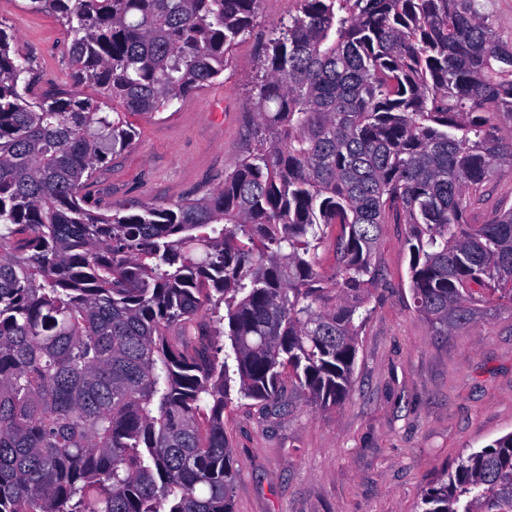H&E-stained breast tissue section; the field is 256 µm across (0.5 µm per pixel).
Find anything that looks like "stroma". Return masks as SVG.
<instances>
[{
  "instance_id": "1",
  "label": "stroma",
  "mask_w": 512,
  "mask_h": 512,
  "mask_svg": "<svg viewBox=\"0 0 512 512\" xmlns=\"http://www.w3.org/2000/svg\"><path fill=\"white\" fill-rule=\"evenodd\" d=\"M299 8L300 0H261L216 82L162 113L133 117L130 148L96 173L88 205L170 207L222 186L254 144L250 99L262 49L274 25ZM0 26L31 60L36 94L70 86L53 15L0 0ZM406 232L403 224L383 227L382 277L342 407L323 412L297 400L269 416L255 401L228 402L234 512H417L432 474L512 432V311L436 335L414 308Z\"/></svg>"
}]
</instances>
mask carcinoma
Returning <instances> with one entry per match:
<instances>
[{
	"label": "carcinoma",
	"mask_w": 512,
	"mask_h": 512,
	"mask_svg": "<svg viewBox=\"0 0 512 512\" xmlns=\"http://www.w3.org/2000/svg\"><path fill=\"white\" fill-rule=\"evenodd\" d=\"M259 2L28 0L78 86L45 96L0 26V512H234L231 382L270 413L344 401L391 219L435 333L512 310V205L470 220L512 165V44L480 0H300L224 186L87 208L129 117L215 82ZM419 512H512V432L435 474Z\"/></svg>",
	"instance_id": "obj_1"
}]
</instances>
